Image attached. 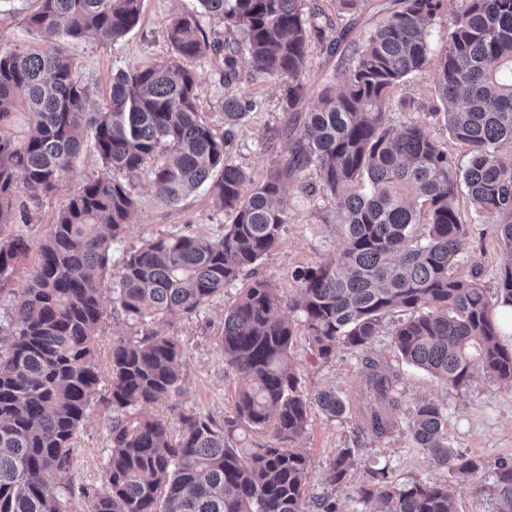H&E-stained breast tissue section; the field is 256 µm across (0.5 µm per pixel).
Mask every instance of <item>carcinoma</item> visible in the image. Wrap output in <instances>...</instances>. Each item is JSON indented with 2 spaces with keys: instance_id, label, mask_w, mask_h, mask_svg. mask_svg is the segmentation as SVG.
Masks as SVG:
<instances>
[{
  "instance_id": "1",
  "label": "carcinoma",
  "mask_w": 512,
  "mask_h": 512,
  "mask_svg": "<svg viewBox=\"0 0 512 512\" xmlns=\"http://www.w3.org/2000/svg\"><path fill=\"white\" fill-rule=\"evenodd\" d=\"M28 30L64 43L118 42L141 20L142 0H36ZM200 13L236 38L209 41L198 14L174 19V59L119 69L108 98L93 107L65 48L17 51L0 43V224L15 218L22 178L33 198L62 185L86 135L103 170L75 187L38 247L6 346H0V512H67L77 431L100 380L94 349L103 302L95 283L112 259L137 207L130 178L154 161L151 184L163 204H179L207 186L231 215L224 236L165 235L117 260L112 300L134 335L112 341L106 487L86 512H339L336 498L307 497L311 461L299 448L316 409L336 420L346 412L332 390H300L292 361L295 324L278 314L281 299L256 267L281 242L288 223L289 181L312 168L335 205L342 229L335 258L298 269L291 309L313 354L330 360L340 347L362 353L395 311L390 344L407 362L455 390L479 374L512 383V346L502 342L496 307L512 308V0H462L430 66V29L447 0H391L390 10L350 51L345 30L326 52L339 56L304 104L303 67L313 39L335 28L318 0H198ZM224 54L223 80L236 77L237 56L283 85L295 111L290 149L254 180L235 164L234 128L257 102L224 97V134L196 106L197 74L183 58ZM434 68L439 107L431 117L466 148L459 168L443 144L415 123H395L392 90ZM28 116L19 138L15 114ZM480 218L497 224L509 263L494 294L458 270L468 225L461 189ZM30 251L21 239L0 241V291ZM244 282L224 313L219 349L240 379L235 413L218 427L197 414L179 416L178 434L144 409L182 392L184 352L156 325L189 317L225 288ZM374 403L361 431L391 433L402 404L399 376L366 364ZM271 431L274 443L241 447V434ZM408 432L432 464L467 481L486 462L448 443L447 410L417 404ZM353 449L329 461V480L346 482ZM356 489L365 512H457L448 486L422 479L399 483L386 466H368ZM496 512H512V458L494 462Z\"/></svg>"
}]
</instances>
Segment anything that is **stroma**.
Listing matches in <instances>:
<instances>
[{
  "label": "stroma",
  "mask_w": 512,
  "mask_h": 512,
  "mask_svg": "<svg viewBox=\"0 0 512 512\" xmlns=\"http://www.w3.org/2000/svg\"><path fill=\"white\" fill-rule=\"evenodd\" d=\"M196 0H143L139 25L120 41H90L68 46L67 52L79 65V75L88 85L94 101L106 98L112 75L117 69L144 63L163 64L173 58L167 37L171 18L180 11L196 8ZM34 0H23L20 8H12L9 0H0V43L21 49L29 45L25 31L26 16L34 10ZM187 69L197 73V107L203 121L214 132L224 131L225 93H239L258 101L234 130L232 156L234 162L261 179L275 162L278 154L286 153L290 141L282 131L290 118L286 112L282 88L278 81L255 72L246 58H239L237 76L224 84L222 57L207 54L183 59ZM393 100H412L413 111L403 113L406 123H417L438 138L459 165H466L465 148L450 138L447 129L429 115L437 96L432 73L410 78L393 89ZM101 163L91 147H84L61 191L33 202L24 184H17L14 205L19 212L10 224H0V240L25 238L31 250L22 258L5 290L0 291V326L13 318L21 291L27 285L26 274L34 264L36 247L48 235L70 191L88 177L98 174ZM314 170L302 175L301 183L289 184L285 190L288 200V222L279 246L263 258L258 267L261 277L278 290L283 298L296 297L295 270L329 260L339 246L341 237L334 218V204L325 194L311 195L301 191V184L317 183ZM131 190L138 200L121 242L115 244V255L140 246L144 239L158 235L191 234L217 239L223 236L225 224L231 217L220 208L211 193L198 191L180 204L160 203L151 188L149 169H142L131 181ZM458 206L462 220L468 226L459 254L462 273L477 271L481 284L495 290L508 259L503 250L497 227L490 220L476 216L467 194H460ZM116 263H109L99 281L104 305L103 318L97 329L99 336L95 362L100 370L99 385L90 397L85 417L77 433L70 471L62 478L73 490L67 508L69 512H85L87 501L82 489H103L105 467L109 453L108 413L103 404L111 383L110 367L112 342L130 337L133 328L124 312L112 301V276ZM236 288L225 289L196 314L172 318L166 330L177 337L185 351L183 392L175 405L151 406L152 414L167 418L171 429H178V411L207 415L216 422L232 415L239 379L224 362L217 339L224 328V311L234 300ZM295 368L303 391L314 393L333 390L347 403L342 419H327L321 412L312 411L306 433L300 442L309 454L312 474L308 490L311 495L328 494L335 497L339 512H364L355 489L363 476L364 466H388L398 482L413 478L448 483L458 512H494L495 476L491 468L500 457L512 458V385L478 376L463 391H456L422 369L407 364L390 345L387 334H380L367 353H355L338 348L334 358L324 361L315 358L304 334H297L292 349ZM384 361L400 375L399 388L402 406L395 418L397 428L387 436L377 438L360 434V395L365 385L364 360ZM433 400L444 405L448 412V441L453 448L479 457L486 463L472 480L450 478L447 471L431 464L423 449L415 447L407 423L415 405ZM355 451V464L348 474L346 485H331L327 462L337 449Z\"/></svg>",
  "instance_id": "1"
}]
</instances>
